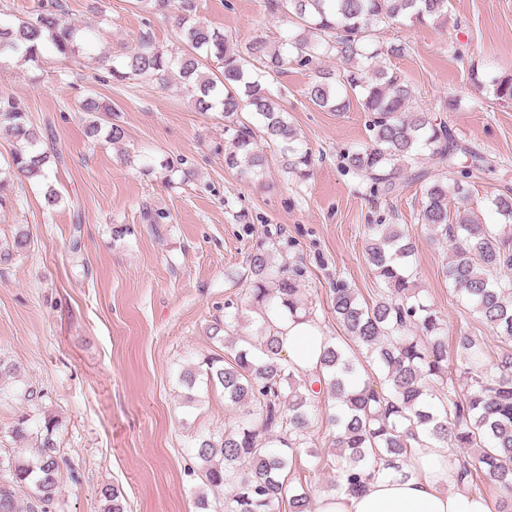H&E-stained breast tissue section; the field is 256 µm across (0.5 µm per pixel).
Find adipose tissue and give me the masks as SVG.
<instances>
[{"instance_id":"adipose-tissue-1","label":"adipose tissue","mask_w":512,"mask_h":512,"mask_svg":"<svg viewBox=\"0 0 512 512\" xmlns=\"http://www.w3.org/2000/svg\"><path fill=\"white\" fill-rule=\"evenodd\" d=\"M283 355L297 370L314 374L319 368L325 335L311 320H277ZM313 512H490L487 499L456 487L448 467V450L442 445L420 448L409 477L380 474L359 496L326 493Z\"/></svg>"}]
</instances>
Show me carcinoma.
Returning a JSON list of instances; mask_svg holds the SVG:
<instances>
[{
    "instance_id": "carcinoma-1",
    "label": "carcinoma",
    "mask_w": 512,
    "mask_h": 512,
    "mask_svg": "<svg viewBox=\"0 0 512 512\" xmlns=\"http://www.w3.org/2000/svg\"><path fill=\"white\" fill-rule=\"evenodd\" d=\"M139 2L155 14H177L184 49L167 52L144 32L123 64L112 66V80L166 85L178 76L198 110L224 112V166L242 175L259 176L268 167L260 138L288 173L310 177L314 155L279 107L282 90L276 81L292 62L304 67L318 56L341 59L339 72L315 75L308 101L325 112H347L358 100L368 116L370 143L348 151L345 160L370 181L376 195L398 191L419 156H428L433 171L417 175L423 184L419 220L433 239L452 243L448 285L505 345L494 358L477 338L456 337L459 368L467 379V390L458 393L447 380L446 324L419 297L408 275L413 237L396 224H369L365 259L379 290L362 302L347 283L336 282L332 310L357 348L327 339L322 373L313 379L281 355L269 317L272 311L312 316L301 288L303 268L278 261L276 247L257 242L246 257V270L227 273L248 287L252 309L260 314L256 335L241 334L242 309L227 304L224 319L211 325L212 338L224 342L227 355L204 359L206 369L199 372L206 383L222 388L227 406L240 411L236 424L219 438L196 443L204 484L213 494L211 500L198 496L200 512H311L308 470L299 460L308 444L311 400L319 391L327 395L325 431L329 447L336 449L321 469L335 473L333 489L359 494L382 472L407 477L414 449L434 443L457 449L451 469L470 492L479 489L481 475L511 487L512 278L496 273L512 267V191L492 199L508 227L479 222L465 201L473 171L494 170V160L456 139L446 121L413 106L411 85L390 62L406 46L372 47L377 26L438 20L447 16L449 0H267L268 10L289 19L294 29L273 43L257 37L241 48L201 20V0ZM68 16L67 0H37L25 19L0 24V55L36 63L50 46L63 59L77 57L88 39L77 37ZM335 83L345 95L336 94ZM492 86L497 101L512 104V75L493 79ZM80 109L89 116L86 137L98 139L102 116L112 108L86 95ZM0 131L24 143L11 153L8 169L28 181H44L55 153L39 148L42 132L25 105L2 90ZM462 156L470 162L459 161ZM452 201L460 205L453 215ZM367 365L380 377L371 376ZM199 373L188 369L181 381L192 386ZM57 426L54 418H44L34 458L0 460V512H20L19 494L28 490L33 495L29 512L54 502L61 472L53 439ZM241 466L248 475L239 474ZM226 486L231 493L224 492ZM103 496L107 512H126L118 488H104Z\"/></svg>"
}]
</instances>
